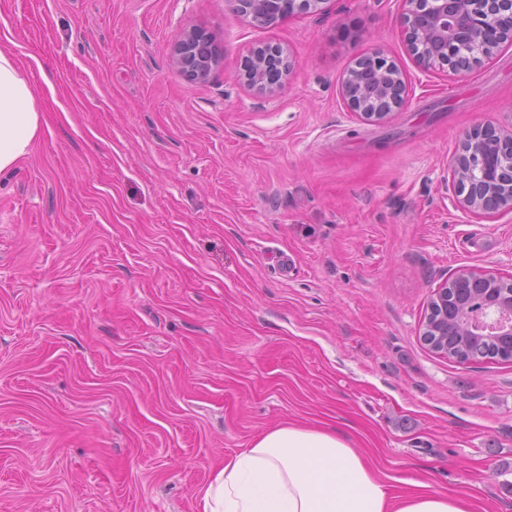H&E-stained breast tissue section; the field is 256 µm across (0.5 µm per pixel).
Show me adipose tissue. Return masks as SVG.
<instances>
[{
	"instance_id": "obj_1",
	"label": "adipose tissue",
	"mask_w": 512,
	"mask_h": 512,
	"mask_svg": "<svg viewBox=\"0 0 512 512\" xmlns=\"http://www.w3.org/2000/svg\"><path fill=\"white\" fill-rule=\"evenodd\" d=\"M41 133L32 78L0 51V173ZM202 512H474L465 497L416 483L395 495L366 455L332 427L286 422L228 459L201 498Z\"/></svg>"
}]
</instances>
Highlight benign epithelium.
I'll return each instance as SVG.
<instances>
[{"label": "benign epithelium", "instance_id": "1", "mask_svg": "<svg viewBox=\"0 0 512 512\" xmlns=\"http://www.w3.org/2000/svg\"><path fill=\"white\" fill-rule=\"evenodd\" d=\"M230 10L251 22L271 26L315 9L325 0H226ZM403 45L425 71L448 68L462 73L489 59L504 43H512V0H403ZM215 43L201 25L183 30L174 43V67L189 79L204 83L218 65L215 53L201 60L200 51ZM291 64L274 45L252 48L239 72L248 86L269 97L283 87ZM341 94L363 121L383 123L405 103L408 85L402 70L380 51L358 57L344 75ZM512 142V126L487 124L464 135L449 168L454 181L455 206L463 214L491 218L512 212V152L498 144ZM469 286L483 294L482 309L468 311L463 320L468 333L494 339L512 336V279L500 273L462 268L435 290L422 335H441L431 323L436 312L448 315V290Z\"/></svg>", "mask_w": 512, "mask_h": 512}]
</instances>
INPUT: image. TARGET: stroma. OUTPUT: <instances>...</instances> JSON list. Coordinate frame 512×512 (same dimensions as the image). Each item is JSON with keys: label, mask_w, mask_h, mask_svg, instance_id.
<instances>
[{"label": "stroma", "mask_w": 512, "mask_h": 512, "mask_svg": "<svg viewBox=\"0 0 512 512\" xmlns=\"http://www.w3.org/2000/svg\"><path fill=\"white\" fill-rule=\"evenodd\" d=\"M400 0H324L261 27L224 0H0V51L42 129L0 173V512H199L269 427L331 424L400 494L512 512V361L432 352L463 267L512 275V213L455 207L448 163L512 124V44L456 75L407 55ZM223 59L171 62L194 24ZM289 50L276 96L238 77ZM402 69L381 125L340 94L372 49ZM216 44L210 32L201 25L184 29L174 43L172 62L174 67L189 79L204 83L212 70L218 65L221 55L219 52L202 61L200 51L206 45Z\"/></svg>", "instance_id": "obj_1"}]
</instances>
